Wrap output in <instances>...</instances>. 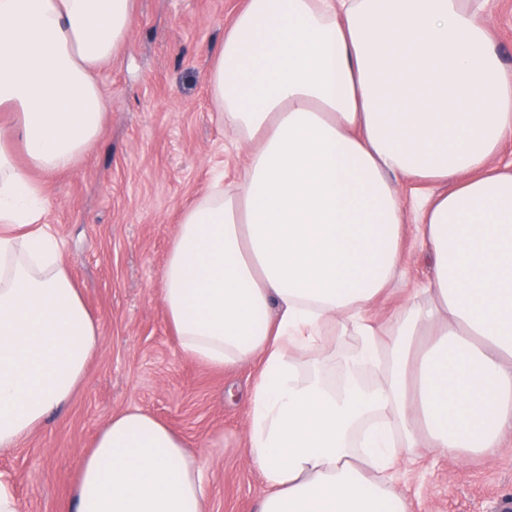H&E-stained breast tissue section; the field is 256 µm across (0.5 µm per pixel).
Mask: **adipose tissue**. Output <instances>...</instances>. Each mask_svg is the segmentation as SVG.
Here are the masks:
<instances>
[{
    "instance_id": "1",
    "label": "adipose tissue",
    "mask_w": 512,
    "mask_h": 512,
    "mask_svg": "<svg viewBox=\"0 0 512 512\" xmlns=\"http://www.w3.org/2000/svg\"><path fill=\"white\" fill-rule=\"evenodd\" d=\"M479 0H245L207 74L226 127L253 142L234 187L182 214L161 301L188 357L258 362L247 454L258 512H408L390 474L415 449L468 456L512 428V72ZM135 0H0V452L64 405L101 347L31 172L71 168L106 110L95 77ZM455 179L405 210L400 180ZM431 274L370 315L407 271ZM355 336L332 379L302 370ZM376 368L377 382L362 379ZM199 454L138 409L84 453L72 512H207ZM403 252L408 282L375 303L372 314L380 320L391 316L404 303L411 288H422L430 274L426 257L411 234L404 241Z\"/></svg>"
}]
</instances>
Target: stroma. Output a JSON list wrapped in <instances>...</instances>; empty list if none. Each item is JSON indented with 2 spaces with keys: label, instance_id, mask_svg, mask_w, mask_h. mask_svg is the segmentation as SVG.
Segmentation results:
<instances>
[{
  "label": "stroma",
  "instance_id": "35a3bbf8",
  "mask_svg": "<svg viewBox=\"0 0 512 512\" xmlns=\"http://www.w3.org/2000/svg\"><path fill=\"white\" fill-rule=\"evenodd\" d=\"M244 0H135L127 42L96 73L107 100L101 137L68 170L39 175L46 221L63 240L73 282L101 347L71 399L17 448L0 453L22 512H70L81 459L112 414L138 408L180 434L209 477V512H257L264 493L246 453L250 363L216 370L186 357L161 302V275L183 208L216 171L235 183L251 144L225 130L206 75ZM479 18L512 70V0ZM408 282L378 300L391 316L430 270L414 237L403 246ZM395 486L410 512H491L512 494V429L492 454L467 459L422 448Z\"/></svg>",
  "mask_w": 512,
  "mask_h": 512
}]
</instances>
